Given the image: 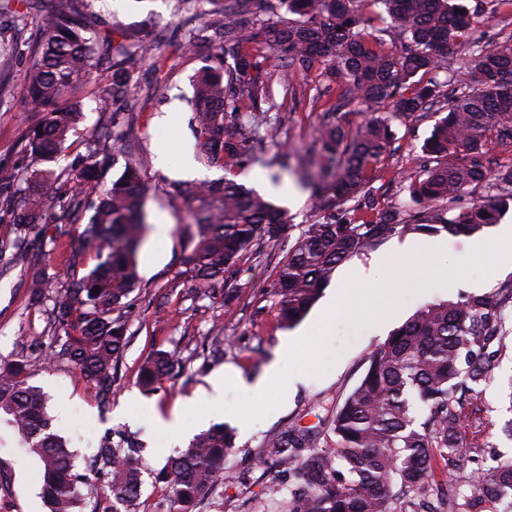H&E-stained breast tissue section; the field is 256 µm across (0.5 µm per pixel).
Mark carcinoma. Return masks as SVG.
Here are the masks:
<instances>
[{
  "label": "carcinoma",
  "mask_w": 512,
  "mask_h": 512,
  "mask_svg": "<svg viewBox=\"0 0 512 512\" xmlns=\"http://www.w3.org/2000/svg\"><path fill=\"white\" fill-rule=\"evenodd\" d=\"M224 24L193 26L185 43L213 42L216 64L200 69L189 106L205 162L224 177L174 191L196 202L189 224L186 271L199 282L216 278L266 240H279L285 212L231 174L244 161L263 155L276 142L288 116L277 107L270 77L260 61L243 52L254 41L275 52L297 72L316 61L345 88L336 110L360 100L382 107L349 134L332 114L319 116L317 133L325 162L312 182V209L320 215L306 225L279 266L272 286L277 319L297 325L319 299L336 268L359 250L392 235L474 234L497 221L512 204V167L493 170L483 162L488 146L512 147V33L487 48L477 42L452 53L450 46L471 28L474 15L458 0H371L398 35L396 51L375 50L366 40V19L357 0H277L272 15H251L249 0H220ZM25 11L0 0V37L27 20L40 31L26 72V95L47 116L42 131L28 137L35 163L47 162L63 147L81 119L71 102L73 85L91 81L101 64L112 69L102 101L112 125L133 96L130 69L155 50L120 25L88 35L84 19L45 0H21ZM302 17L290 22L279 10ZM440 115L425 142L422 169L402 173L414 201L423 207L414 224H401L394 210L356 221L349 201L365 196L375 167L393 139L392 121ZM103 162L90 154L79 165L55 171L35 168L25 181L51 182V192L26 197L21 228L44 234L51 224H75L94 210L80 232V250L69 257L70 285L52 310L67 333L63 354L94 384L105 407L112 395L114 362L128 342L123 309L138 285L137 255L143 240L146 180L129 162L109 188L99 190ZM492 190L464 208L451 206L471 188ZM488 216H483V213ZM89 255L95 264L83 268ZM99 292L92 293L93 289ZM512 288L460 302L422 305L367 358L366 370L325 423L330 445L306 449L308 430L292 429L270 440L265 465L286 466L288 485L274 482L271 497L288 488L286 512H412L413 497L432 484L434 463L448 472L461 449L482 457L486 449L467 446L461 432L465 406L491 378L494 359L509 348L512 328L504 310ZM180 365L175 351L158 350L139 372L152 391ZM0 420L41 462V498L46 512H113L94 494L99 483L112 502L136 512L140 492L141 442L121 430L101 439L91 465L81 470L76 454L59 435L41 389L28 382L27 365L0 360ZM233 429L217 425L194 438L155 474L171 503L170 512H196L226 478L225 461L235 448ZM472 472L464 488L439 498V512H512V457Z\"/></svg>",
  "instance_id": "carcinoma-1"
}]
</instances>
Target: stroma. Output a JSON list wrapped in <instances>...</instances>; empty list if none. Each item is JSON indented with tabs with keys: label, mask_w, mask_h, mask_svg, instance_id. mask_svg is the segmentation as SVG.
Wrapping results in <instances>:
<instances>
[{
	"label": "stroma",
	"mask_w": 512,
	"mask_h": 512,
	"mask_svg": "<svg viewBox=\"0 0 512 512\" xmlns=\"http://www.w3.org/2000/svg\"><path fill=\"white\" fill-rule=\"evenodd\" d=\"M66 10L83 16L89 29L118 24L147 39H163L161 63L151 58L134 68V105L125 111L120 126L122 148L111 149L101 179L109 186L128 161L142 165L148 191V225L166 224L167 238L147 234L138 254L139 286L130 295L128 343L115 370L108 407H99L91 383L61 354L63 330L51 328L50 310L66 286L68 254L79 246L80 225L64 224L55 241L32 239L27 262L13 264L0 255V360L22 359L28 364L30 384L48 397V412L55 428L71 441L78 466L92 459L108 430L123 428L145 444L138 512H169L167 493L154 476L166 460L185 448L197 434L224 424L236 432V447L226 460L230 473L199 508V512H283L284 504L270 500L265 489L277 470L259 462V451L271 436L293 427L314 432L313 446L332 410L358 383L368 354L385 342L428 301H457L466 296L489 295L512 284V243H498L502 226L512 225V209L498 223L471 236L436 235V250L418 251L424 234H396L366 247L341 264L307 316L293 328L276 319L272 283L289 247L313 220L309 209L311 187L302 181V165L318 155L314 129L320 113L335 109L340 93L327 81L323 64L296 74L286 73L281 60L259 44H244L273 80V88L288 121L279 141L288 145V164L280 166L274 153L264 163L248 164L236 180L258 190L286 212L287 224L278 242L260 243L224 277L208 284L206 296H196L195 283L185 271L188 251L185 225L191 221L193 200L173 195L169 184L180 179L183 158H190L206 180L223 177L219 168L204 163L188 126L187 100L192 81L202 66L211 63L215 49L199 40L185 47L183 34L189 18L223 23L221 6L211 0H63ZM34 24L8 39H0V71L9 87L0 95V177L23 174L30 164L24 145L44 114L26 98L25 72ZM112 72L100 70L95 81L77 83L72 100L82 117L69 133L65 149L51 166L61 169L95 151L98 134L110 123L100 95ZM437 120L435 114L395 121V137L368 185V205L358 207L360 220L377 212L398 209L401 223L418 212L400 174L417 169V158ZM393 257L392 266L374 279L381 296L377 309L360 313L345 302L352 273L373 259ZM44 269L46 284L40 303L29 300L27 267ZM295 345L293 358H282L283 341ZM180 351L183 373L164 380L153 394L137 383L140 366L155 350ZM278 372H271V363ZM229 369L237 379L224 388V402L214 407L198 403L199 392L210 377ZM295 386L283 390L284 379ZM263 380L267 394L258 398L242 387V380ZM512 382V350L496 362L492 381L478 403L479 410L463 420L467 442L488 448L493 455L512 456V438L501 426L508 415L504 390ZM177 426H169L170 418ZM38 459L0 423V512H44L40 498Z\"/></svg>",
	"instance_id": "35a3bbf8"
}]
</instances>
